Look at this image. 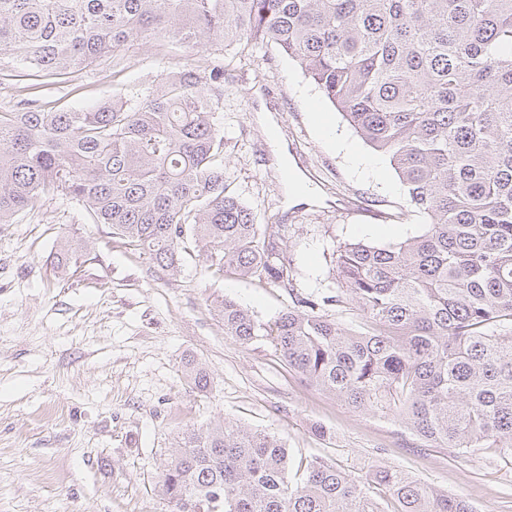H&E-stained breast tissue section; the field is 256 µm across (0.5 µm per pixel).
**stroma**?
I'll use <instances>...</instances> for the list:
<instances>
[{"label":"stroma","instance_id":"obj_1","mask_svg":"<svg viewBox=\"0 0 512 512\" xmlns=\"http://www.w3.org/2000/svg\"><path fill=\"white\" fill-rule=\"evenodd\" d=\"M205 65L181 45L133 41L57 79L0 52V112L31 101L86 110L176 67ZM263 109L312 202L287 206ZM224 141L232 187L268 225L298 293L332 290L339 246L425 230L388 158L275 47L225 73ZM71 236L88 250L57 271L52 257ZM224 298L263 322L292 305L276 286L212 276L201 252L168 274L61 195L0 224V512H167L154 491L163 465L184 433L222 420L279 438L293 473L317 458L357 481L392 467L476 512H512V454L494 444L458 455L418 440L393 413L350 410L288 369L269 342L226 337L216 311ZM188 358L209 373L207 391L184 376Z\"/></svg>","mask_w":512,"mask_h":512}]
</instances>
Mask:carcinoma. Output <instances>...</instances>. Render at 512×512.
Segmentation results:
<instances>
[{
  "label": "carcinoma",
  "instance_id": "carcinoma-1",
  "mask_svg": "<svg viewBox=\"0 0 512 512\" xmlns=\"http://www.w3.org/2000/svg\"><path fill=\"white\" fill-rule=\"evenodd\" d=\"M134 40L207 58L86 111L0 112V224L44 196L178 272L195 250L285 289L261 322L232 299L224 335L270 341L284 363L355 412H392L412 434L466 452L512 440V0H0V51L64 78ZM274 43L372 149L388 157L426 230L397 245L347 243L334 295L294 293L269 227L229 189L227 47ZM85 244L67 241L68 269ZM352 302L355 332L326 307ZM200 391L207 371L189 360ZM376 499L326 460L288 479L271 435L218 422L183 435L156 490L170 512H475L390 468Z\"/></svg>",
  "mask_w": 512,
  "mask_h": 512
}]
</instances>
